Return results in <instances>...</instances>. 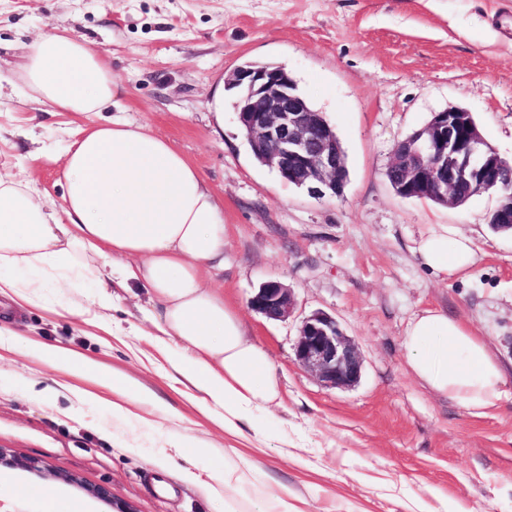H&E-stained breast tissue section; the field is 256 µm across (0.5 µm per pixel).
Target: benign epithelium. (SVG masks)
Segmentation results:
<instances>
[{
  "label": "benign epithelium",
  "instance_id": "7a95c632",
  "mask_svg": "<svg viewBox=\"0 0 512 512\" xmlns=\"http://www.w3.org/2000/svg\"><path fill=\"white\" fill-rule=\"evenodd\" d=\"M228 79L247 89L236 113L249 139L265 150L268 166L283 180L305 186L314 197L336 195L345 182L336 135L325 130L322 114L296 92L288 70L282 65L257 70L240 67ZM391 166L402 173L401 197L412 198L413 191L424 189L443 204L457 206V182L464 180L496 194L512 162L505 161L473 127L470 112L449 108L434 113L423 128L401 141ZM249 305L269 319L280 320L293 311L294 298L283 283L267 281ZM295 357L328 387L352 386L361 375L357 346L344 335L336 319L324 312L302 321Z\"/></svg>",
  "mask_w": 512,
  "mask_h": 512
}]
</instances>
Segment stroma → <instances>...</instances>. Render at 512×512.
I'll list each match as a JSON object with an SVG mask.
<instances>
[{"label": "stroma", "instance_id": "obj_1", "mask_svg": "<svg viewBox=\"0 0 512 512\" xmlns=\"http://www.w3.org/2000/svg\"><path fill=\"white\" fill-rule=\"evenodd\" d=\"M81 35L118 86L108 117L168 138L224 201L223 286L248 339L274 362L277 399L233 437L175 391L151 336H113L65 312L57 289L17 311L8 329L28 344L0 362V451L36 461L0 466V512H251L254 483L287 486L303 512H512V233L489 226L496 198L448 208L398 196L387 167L399 142L433 113L468 110L512 158V0H0V172L30 168L50 200L74 117L38 105L20 78L45 25ZM247 61L286 66L323 112L346 154L338 197L316 199L258 164L232 107L215 112L225 77ZM440 224L470 235V274L438 276L414 249ZM291 288L285 320L252 310L263 283ZM437 309L485 336L507 396L480 412L411 373L403 344L413 316ZM323 311L358 346L359 382L328 388L298 364L304 317ZM100 364L102 383L66 375L35 344ZM151 389L161 413L128 399V417L82 404L71 387L111 397L113 379ZM187 446L168 458V440ZM253 474L210 494L183 479ZM92 486L112 492L104 500Z\"/></svg>", "mask_w": 512, "mask_h": 512}]
</instances>
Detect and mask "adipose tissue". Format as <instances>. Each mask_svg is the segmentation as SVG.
<instances>
[{
    "instance_id": "adipose-tissue-1",
    "label": "adipose tissue",
    "mask_w": 512,
    "mask_h": 512,
    "mask_svg": "<svg viewBox=\"0 0 512 512\" xmlns=\"http://www.w3.org/2000/svg\"><path fill=\"white\" fill-rule=\"evenodd\" d=\"M21 78L40 104L90 118L62 155V202L44 201L33 180L0 174V297L37 304L43 289H67L68 312L82 313L79 289L99 309L112 287L145 290L149 321L161 335L176 383L198 391L197 405L227 431L277 396L269 356L250 342L224 291L204 273L224 266V211L214 191L168 139L121 120H100L116 84L84 38L43 29L29 45ZM416 251L447 276L474 263L472 237L448 225ZM409 368L438 393L470 409L504 394L503 370L478 333L459 318L426 310L404 337Z\"/></svg>"
}]
</instances>
